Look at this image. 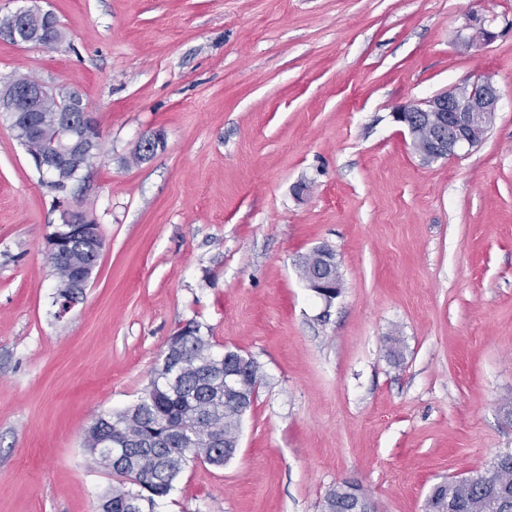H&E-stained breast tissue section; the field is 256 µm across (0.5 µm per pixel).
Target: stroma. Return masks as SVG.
Segmentation results:
<instances>
[{
    "label": "stroma",
    "instance_id": "stroma-1",
    "mask_svg": "<svg viewBox=\"0 0 512 512\" xmlns=\"http://www.w3.org/2000/svg\"><path fill=\"white\" fill-rule=\"evenodd\" d=\"M65 32L0 40V87L78 91L102 149L66 188L0 119V512H98L95 414L144 396L195 321L263 380L221 467L187 462L155 512H322L337 484L423 512L512 452V0H0ZM497 37L468 43L472 16ZM484 139L426 163L396 106L477 76ZM165 147L130 162L138 140ZM305 192H298V185ZM88 210L104 249L57 318L46 237ZM332 250L325 304L299 259Z\"/></svg>",
    "mask_w": 512,
    "mask_h": 512
}]
</instances>
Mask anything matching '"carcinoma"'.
Segmentation results:
<instances>
[{"label": "carcinoma", "mask_w": 512, "mask_h": 512, "mask_svg": "<svg viewBox=\"0 0 512 512\" xmlns=\"http://www.w3.org/2000/svg\"><path fill=\"white\" fill-rule=\"evenodd\" d=\"M174 336L183 339L186 366L182 368L184 386L181 392L172 393L164 381H150L148 390L133 407L120 411L101 413L94 419L96 426L87 430L85 446L90 455L102 448V443L116 435V425L123 423L130 430V439L124 443L126 456L143 463L150 478L147 484L138 483V477L128 468L112 463L100 454L96 463L112 470L119 478L118 484L109 489L101 499L100 512H126V498L136 486L147 500L155 502L170 494L173 482L181 467L168 464L167 448H146L148 441L161 442L167 438L162 415L173 420L181 418L195 425V440L183 449L182 460H201L213 466L227 463L224 451L212 448L205 440L201 426L195 424V415L206 409L210 422L227 428L238 426L244 412L228 401H215L206 395L207 385L202 380V368L193 366L198 359L211 361L212 343L203 336L199 324L191 321L186 329ZM356 499L350 487L343 483L332 488L324 498L323 512H350ZM427 512H512V453L498 455L489 469L469 478L444 481L435 485L426 499Z\"/></svg>", "instance_id": "obj_1"}]
</instances>
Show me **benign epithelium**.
Wrapping results in <instances>:
<instances>
[{"instance_id": "benign-epithelium-1", "label": "benign epithelium", "mask_w": 512, "mask_h": 512, "mask_svg": "<svg viewBox=\"0 0 512 512\" xmlns=\"http://www.w3.org/2000/svg\"><path fill=\"white\" fill-rule=\"evenodd\" d=\"M0 38L15 44H37L51 48L63 40L64 33L56 16L42 9L28 7L10 15V24L0 28ZM45 85L37 80L30 82L15 80L0 91V112L8 114L10 128L20 136V142L29 146L38 139L43 125L49 123L54 129L53 149L28 151L35 167L42 173L56 175L62 170L75 179L97 155L102 130L90 108L76 90L56 92L63 105L47 116L41 112L40 100ZM501 93L489 78H476L420 101L399 105L392 116L407 131L411 141H416L418 129L427 125L431 135L424 146L416 148L417 154L427 163L448 159L458 152L477 146L484 138L499 110ZM163 148V137L159 132L142 136L136 153L145 162ZM65 231L52 234L48 251L54 270L65 265L64 248L77 240L84 245L89 255L96 258L104 247V239L98 224L87 212L77 206L63 214ZM315 268L307 278V287L329 305L341 293L342 280L335 254L326 248L313 250ZM95 264L68 270L64 280L58 282L55 295L58 306L56 316L64 317L77 303L80 293L85 291ZM230 352L224 353V364L210 365L213 381L224 383V391L237 388L242 375L229 364ZM181 348L171 344L162 359L159 370L165 377L168 388L181 384Z\"/></svg>"}]
</instances>
